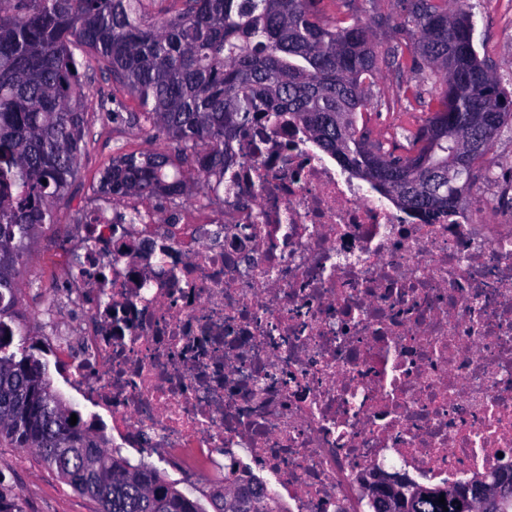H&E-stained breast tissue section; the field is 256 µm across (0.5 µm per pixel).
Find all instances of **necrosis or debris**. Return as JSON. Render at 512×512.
Wrapping results in <instances>:
<instances>
[{"mask_svg": "<svg viewBox=\"0 0 512 512\" xmlns=\"http://www.w3.org/2000/svg\"><path fill=\"white\" fill-rule=\"evenodd\" d=\"M188 217L74 225L41 344L121 447L288 512H366L395 460L488 476L512 448V210L433 223L368 195L289 116L252 125ZM232 484L235 485L236 489L241 490L249 496L251 505L253 506L251 510L247 509L238 512H285L280 509L277 501L267 495L263 487H261L260 481L256 478L251 477L243 481L233 479ZM235 488H226L225 493L234 491Z\"/></svg>", "mask_w": 512, "mask_h": 512, "instance_id": "1", "label": "necrosis or debris"}]
</instances>
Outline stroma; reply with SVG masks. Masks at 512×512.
Segmentation results:
<instances>
[{
	"label": "stroma",
	"mask_w": 512,
	"mask_h": 512,
	"mask_svg": "<svg viewBox=\"0 0 512 512\" xmlns=\"http://www.w3.org/2000/svg\"><path fill=\"white\" fill-rule=\"evenodd\" d=\"M462 7L473 16L474 44L480 59L512 92V0H464ZM404 81L421 98L408 115L404 114L405 104L399 98V86ZM440 87V82L432 79L426 81L410 73L401 76L381 68L371 88L373 108L367 125L370 140L382 143L389 150L403 146L405 140L392 127L391 114L403 112V126L415 130L423 114L422 102L435 98ZM85 119L87 146L77 173L65 198L54 204L53 224L32 243L30 256L18 271L22 288L18 296L19 311L31 331L40 336L46 328L44 298L31 291L28 284L31 279L46 277L48 260L62 255L67 226L74 223L80 209L93 205L92 187L99 171L111 162L115 147L121 144L134 152L176 148L175 142L156 130L112 121L92 103L86 106ZM0 482L16 493L21 512H96L93 501L74 493L31 449L0 446Z\"/></svg>",
	"instance_id": "obj_1"
}]
</instances>
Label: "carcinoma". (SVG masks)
<instances>
[{"label": "carcinoma", "mask_w": 512, "mask_h": 512, "mask_svg": "<svg viewBox=\"0 0 512 512\" xmlns=\"http://www.w3.org/2000/svg\"><path fill=\"white\" fill-rule=\"evenodd\" d=\"M146 2L0 0V444L36 451L97 512H229L223 490L192 497L150 464L107 449L84 422L70 424L72 408L53 390L20 318L18 269L54 223L53 203L85 150L79 69L93 60L104 66L139 101L129 123L177 143L173 153L116 147L94 187L103 202L195 197L224 173L227 146L240 131L286 112L344 169L426 224L452 211L482 175L475 154L463 182L448 179L471 114L495 113L487 150L512 120V93L479 58L471 16L448 0H396L399 13L384 26L397 39L383 59L370 26L326 20L323 0H181L168 16L150 15ZM381 61L443 79L401 155L371 143L358 126L371 110ZM98 109L116 119L125 104L113 96ZM385 479L404 488L396 512H453L457 496L489 483L504 488L492 512H512V460L488 477L443 486L398 472ZM233 484L249 496L245 512H283L256 478Z\"/></svg>", "instance_id": "1"}]
</instances>
